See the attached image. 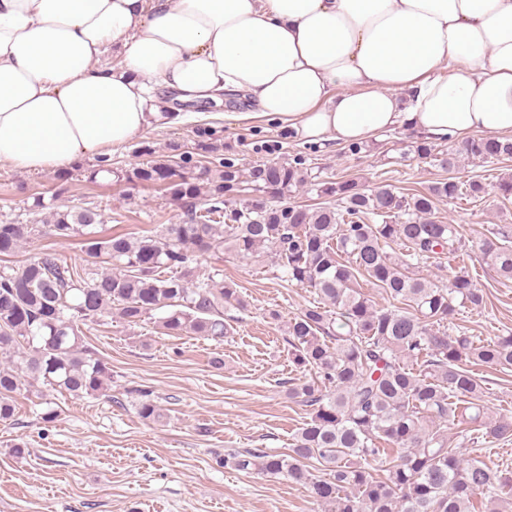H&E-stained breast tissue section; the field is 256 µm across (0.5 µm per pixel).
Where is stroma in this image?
<instances>
[{"label":"stroma","instance_id":"35a3bbf8","mask_svg":"<svg viewBox=\"0 0 512 512\" xmlns=\"http://www.w3.org/2000/svg\"><path fill=\"white\" fill-rule=\"evenodd\" d=\"M249 109L237 96L218 104L214 119L151 126L142 139L112 153V174L93 182V158L66 171L38 173L0 164V223L43 219L44 210L34 208L38 196L46 208L98 207L110 231L184 223L183 209L157 187L116 178L118 171L144 163L137 149L145 141L161 154L179 145L191 158L189 172L202 158L198 142L206 139L242 169L299 157L322 180L360 176L370 185L405 189L424 188L448 174L461 182L478 180L485 186L481 197L454 199L437 211L456 225L468 250L465 263L487 293L484 308H460L457 322L481 341L512 333V280L500 279L478 250L485 229L512 228V199H502L495 188L502 175L512 174V160L492 164L463 157L447 174L410 154L403 128L363 144L354 155L345 145L298 140L273 118L239 120ZM43 248L71 263L86 259L77 241L42 237L0 256V266L22 263ZM217 269L236 283L245 303L225 307L232 323L223 341L170 336L150 323L131 329L111 321L94 325L85 340L112 369L110 395L18 398L14 421L0 425V512H323L306 488L285 476L245 473L222 462L230 448L287 453L308 419V407L288 396L301 373L288 358L284 321L313 295L285 287L267 261L246 264L222 253L200 258V276ZM273 310L280 319L270 318ZM141 390L160 408L159 421L137 414ZM49 407L56 417L46 422L41 415ZM17 443L25 445L24 455L14 454Z\"/></svg>","mask_w":512,"mask_h":512}]
</instances>
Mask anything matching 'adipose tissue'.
Listing matches in <instances>:
<instances>
[{
	"label": "adipose tissue",
	"mask_w": 512,
	"mask_h": 512,
	"mask_svg": "<svg viewBox=\"0 0 512 512\" xmlns=\"http://www.w3.org/2000/svg\"><path fill=\"white\" fill-rule=\"evenodd\" d=\"M238 94L309 142L512 137V0H0L13 170L73 167L182 121L174 101Z\"/></svg>",
	"instance_id": "obj_1"
}]
</instances>
